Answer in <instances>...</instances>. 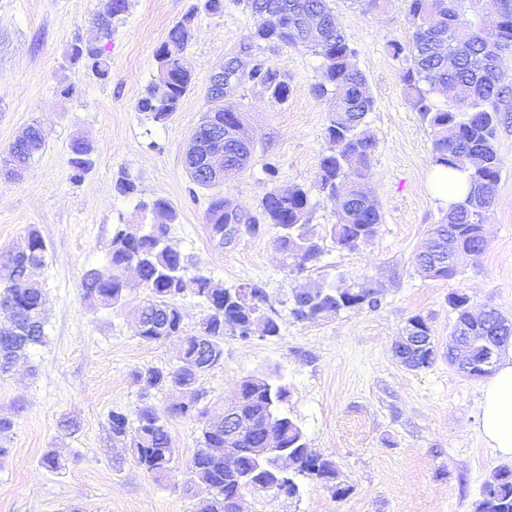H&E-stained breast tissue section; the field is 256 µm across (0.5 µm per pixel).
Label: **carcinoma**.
<instances>
[{
	"label": "carcinoma",
	"instance_id": "1",
	"mask_svg": "<svg viewBox=\"0 0 512 512\" xmlns=\"http://www.w3.org/2000/svg\"><path fill=\"white\" fill-rule=\"evenodd\" d=\"M130 0H103L96 15L101 38L109 39L129 9ZM407 22L412 30L405 45L391 42L392 55L404 56L410 66L402 80L412 94V105L431 130L435 164L468 173L469 191L465 198L448 207L439 224L433 225L430 240L436 249L433 265L425 276L448 280L456 276L451 261L456 248H464L475 256L481 255L487 240L481 235L485 214L494 203V189L500 177V161L496 149L499 126L512 119V74L501 66L504 54H512V0H498L496 15L485 18L478 9L480 0H405ZM256 23L251 39L272 44L303 47L321 58V80L313 86L320 99L332 95L335 111L348 116L349 125L336 128L330 119L326 139L330 147L322 155L317 184L340 200L347 213L346 223L333 224L328 230L333 242L344 249L359 246L363 232L374 236L382 215L376 200H360L359 186L366 179L377 148L373 135L363 129L364 119L373 109V99L367 91L363 73L352 62L354 51L346 35L338 27L329 0H246ZM198 7H192L169 31L162 43L166 55L158 61V74L146 87L137 107L156 122L168 120L178 111L182 98L191 89L193 72L184 68L185 50L191 38L189 30ZM318 13L323 20L321 38L312 39L302 25V17ZM70 62L81 64L98 79L111 76L109 62L99 45L88 46L77 38L67 52ZM248 80L262 87L277 102L288 99L289 87L280 72L265 61L257 62ZM437 89L452 92L444 109L435 107L429 94ZM237 108L226 104L217 112L224 123V144L232 140ZM47 133L40 125L28 128L26 135L0 151V174L16 178V173L29 164L46 147ZM92 147L82 140L70 146V180L77 183L92 168ZM311 202L309 192L292 187L285 195L267 193L262 200L260 217L247 218L246 232L260 230L259 221L278 228L275 243L285 259L296 261L304 268L318 262L323 253L324 238L308 227ZM224 196H211L205 215L210 235L224 241V224L228 219ZM165 224H140L128 229L116 225L109 253L112 269L110 279H100L91 269L82 278L84 296L105 307L126 304L130 291L141 288L146 298L134 308L138 335L148 341L180 339L179 365L171 370L160 366H143L132 371L142 397L163 390L175 392L187 403L173 398L163 411L145 402L134 417L113 411L109 415L112 437L124 442L134 463L157 478H169L176 470L166 420L209 415L200 406L202 393L198 388L201 377L217 366L224 354L227 336L248 338L276 336L279 324L264 312L266 291L263 284L250 282L224 289L216 295L211 279L202 273L186 275L181 254L166 244ZM48 249L40 235L30 243L28 254L36 266L46 263ZM16 254L0 260V290L3 303L11 304L13 322L0 327V374L7 365L27 354L29 348L45 338V292L40 283L19 294L6 284L13 278ZM138 267L135 282L125 276V270ZM202 298L208 312L193 333L184 330L183 315L177 299L186 292ZM469 298L458 292L448 296L457 313L456 323L470 324ZM380 298L373 288L362 281L329 284L321 288L315 302L295 298L291 314L298 320L338 315L343 311L367 307L378 308ZM504 316L495 309L473 335L479 342L472 349L473 368L467 376L484 378L493 374L481 371L477 364L488 349L499 342ZM423 328L425 345L410 347L402 354V363L411 370L431 367L438 350L428 320L420 315L408 318ZM288 397V389L276 386L266 376L254 375L242 380L235 402L241 414L239 439L234 451L226 457L217 449L224 447V432L202 427L199 448L191 462L194 482L208 489V496L199 500L195 512H233L232 500L246 488L277 491L291 497L299 492L296 477L302 476L321 483L331 493L346 497L351 487L343 484L335 462L307 448L299 425L279 411ZM475 512H512V470H495L484 482Z\"/></svg>",
	"mask_w": 512,
	"mask_h": 512
}]
</instances>
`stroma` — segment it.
<instances>
[{
	"instance_id": "stroma-1",
	"label": "stroma",
	"mask_w": 512,
	"mask_h": 512,
	"mask_svg": "<svg viewBox=\"0 0 512 512\" xmlns=\"http://www.w3.org/2000/svg\"><path fill=\"white\" fill-rule=\"evenodd\" d=\"M196 2L131 0L112 37L100 39L111 65L110 79L101 81L66 57L75 38L99 39L94 16L101 0H0V150L30 125L49 131L22 180L0 178V254L22 248L32 228L49 248L46 266L35 273L46 294V338L0 375V415L14 422L9 453L0 458V512H195L184 486L199 446L198 420L168 421L178 466L168 479L140 469L109 425L110 412L130 415L141 403L132 370L176 368L179 340L137 336L131 307L143 300L142 291L131 294L128 306L107 308L85 298L81 287L86 269L110 273L115 225L156 223L150 205L158 198L176 211L167 242L184 256L188 274L205 273L221 288L263 282L268 313L280 326L275 336L225 339L220 364L199 382L204 404L222 406L250 375L286 385L282 411L351 487L336 500L302 477L293 497L244 491L242 512H473L485 480L507 464L480 435L484 382L459 373L444 356L428 369L409 370L392 347L406 320L420 315L439 351H447L454 292L466 294L473 310L512 317V125L500 128L496 140L500 178L485 218V252L460 257L451 280L425 277L413 257L448 206L431 191L432 133L402 81L407 63L390 48L391 41L409 39L406 4L380 0L364 10L356 0H330L374 100L365 124L377 149L363 189L379 204L378 232L354 250L325 240L320 260L304 270L285 262L270 226L222 245L205 222L211 192L192 184L183 155L207 108L213 75L236 62L241 79L226 99L245 113L253 145L249 167L225 182L222 194L255 216L273 187L311 188L310 223L319 234L337 221L335 199L313 189L329 147L332 101L312 92L321 69L311 51L251 40L254 19L243 0H224L216 15ZM191 9L186 59L194 85L179 110L156 123L137 101L157 74V48ZM259 60L284 75L286 102L248 81ZM68 85L73 92L66 97L61 90ZM77 138L92 146L93 166L75 183L68 160ZM269 162L278 167L276 177L265 172ZM124 174L136 181L135 195L117 191ZM342 277L368 280L380 306L292 317L295 291ZM64 416L78 421V431L59 429ZM50 450L61 470L41 466Z\"/></svg>"
}]
</instances>
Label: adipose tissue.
Returning a JSON list of instances; mask_svg holds the SVG:
<instances>
[{
  "mask_svg": "<svg viewBox=\"0 0 512 512\" xmlns=\"http://www.w3.org/2000/svg\"><path fill=\"white\" fill-rule=\"evenodd\" d=\"M480 430L488 447L512 458V356L500 361L482 389Z\"/></svg>",
  "mask_w": 512,
  "mask_h": 512,
  "instance_id": "ef3b65f1",
  "label": "adipose tissue"
}]
</instances>
